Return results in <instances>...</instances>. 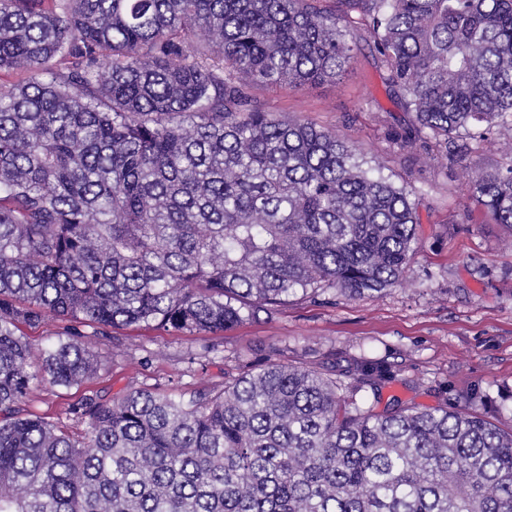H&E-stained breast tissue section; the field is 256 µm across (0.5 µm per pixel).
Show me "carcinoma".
Wrapping results in <instances>:
<instances>
[{"mask_svg":"<svg viewBox=\"0 0 512 512\" xmlns=\"http://www.w3.org/2000/svg\"><path fill=\"white\" fill-rule=\"evenodd\" d=\"M361 29L414 113L407 147L512 129V0H0V512H512V427L488 395L421 409L402 364L272 359L216 393L129 390L28 414L47 381L98 376L50 314L219 334L288 297L406 280L413 190L361 149L250 93L334 80ZM512 228V144L467 173Z\"/></svg>","mask_w":512,"mask_h":512,"instance_id":"obj_1","label":"carcinoma"}]
</instances>
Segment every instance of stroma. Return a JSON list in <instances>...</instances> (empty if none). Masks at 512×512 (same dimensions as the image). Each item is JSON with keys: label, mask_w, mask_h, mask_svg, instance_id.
<instances>
[{"label": "stroma", "mask_w": 512, "mask_h": 512, "mask_svg": "<svg viewBox=\"0 0 512 512\" xmlns=\"http://www.w3.org/2000/svg\"><path fill=\"white\" fill-rule=\"evenodd\" d=\"M352 41L354 59L336 80L299 88L258 84L252 94L282 120L338 133L366 158L383 161L394 182L413 188L421 224L404 284L354 299L337 291L300 294L218 335L153 325L101 330L49 316L22 326L32 347L83 335L103 364L88 389L106 400L132 388L209 393L272 356L305 365L325 356L364 355L403 366V382L388 384L384 397L432 407L480 389L492 405L511 408L512 227L494 223L475 206L466 171L496 166L512 133L493 131L483 149L452 157L402 147L413 114L388 96L365 33L355 31ZM85 390L41 383L28 394L26 408L81 433L86 425L71 407Z\"/></svg>", "instance_id": "obj_1"}]
</instances>
